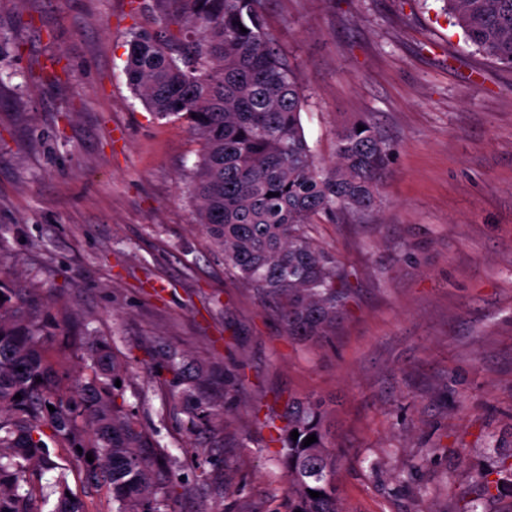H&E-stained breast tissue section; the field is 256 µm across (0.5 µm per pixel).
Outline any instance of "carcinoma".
I'll use <instances>...</instances> for the list:
<instances>
[{"instance_id": "cac0c4a2", "label": "carcinoma", "mask_w": 512, "mask_h": 512, "mask_svg": "<svg viewBox=\"0 0 512 512\" xmlns=\"http://www.w3.org/2000/svg\"><path fill=\"white\" fill-rule=\"evenodd\" d=\"M154 2L161 26L130 29L125 73L149 111L176 117L203 141L190 180L197 223L224 252L230 274L276 306L289 338L327 335L346 315L351 289L346 269L309 228L319 217L337 222L374 210L394 145L363 117L336 133L333 165L317 162L301 124L305 92L272 45L263 0ZM446 2L467 42L512 67V0ZM23 292L0 283V512H37L43 474L53 467L43 423L74 449L82 445L79 418L93 431L87 480L108 486L114 512H161L159 491L176 474L144 455L151 444L137 417L115 403L126 366L94 340L91 377L61 391L47 361L53 333L38 324ZM281 419L271 442L288 481L289 512H343L322 401L290 398ZM311 434L317 441L304 445ZM58 489L54 512H86L79 497L66 496L64 481Z\"/></svg>"}]
</instances>
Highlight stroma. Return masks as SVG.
Returning <instances> with one entry per match:
<instances>
[{
    "label": "stroma",
    "instance_id": "35a3bbf8",
    "mask_svg": "<svg viewBox=\"0 0 512 512\" xmlns=\"http://www.w3.org/2000/svg\"><path fill=\"white\" fill-rule=\"evenodd\" d=\"M444 0H265L305 90L319 160L370 116L396 146L380 205L313 237L349 274L348 316L288 338L236 282L187 191L202 142L148 112L123 71L130 0H0V282L57 324L61 390L89 376L88 338L127 366L119 389L175 472L165 512H288L267 419L320 397L341 458L343 512H512L478 472L512 454V68L449 23ZM203 364L193 421L169 352ZM54 470L86 512H112L72 449Z\"/></svg>",
    "mask_w": 512,
    "mask_h": 512
}]
</instances>
